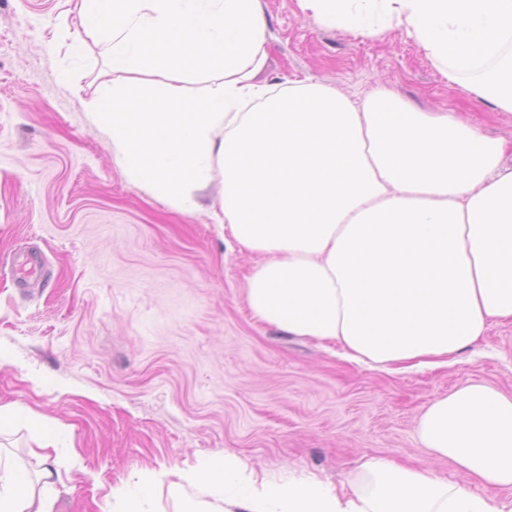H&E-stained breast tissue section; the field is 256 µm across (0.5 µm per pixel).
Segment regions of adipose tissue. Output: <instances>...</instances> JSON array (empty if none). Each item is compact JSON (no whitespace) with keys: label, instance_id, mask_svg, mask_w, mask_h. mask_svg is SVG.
<instances>
[{"label":"adipose tissue","instance_id":"1","mask_svg":"<svg viewBox=\"0 0 512 512\" xmlns=\"http://www.w3.org/2000/svg\"><path fill=\"white\" fill-rule=\"evenodd\" d=\"M79 21L113 74L88 104L127 180L192 213L214 180L217 223L260 255L246 282L259 321L381 366L438 364L489 321L512 320V168L502 145L389 93L354 104L301 81L259 79V0H81ZM207 77L216 88L191 91ZM420 444L476 490L365 463L344 492L275 482L231 455L113 489L148 512L169 483L180 512H512V397L477 381L434 400ZM203 486L198 497L188 488ZM54 472L0 455V512H53Z\"/></svg>","mask_w":512,"mask_h":512}]
</instances>
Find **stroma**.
<instances>
[{
	"label": "stroma",
	"mask_w": 512,
	"mask_h": 512,
	"mask_svg": "<svg viewBox=\"0 0 512 512\" xmlns=\"http://www.w3.org/2000/svg\"><path fill=\"white\" fill-rule=\"evenodd\" d=\"M77 5L0 0V406L37 421L1 432L0 449L31 465L49 454L54 512H115L113 487L227 451L274 481L339 488L382 457L470 485L420 445L418 422L470 380L512 395V321L454 361L407 369L254 318L245 283L258 257L210 219L218 187L201 210L171 208L124 178L91 122L112 73ZM260 7L271 87L320 82L356 103L382 89L479 128L512 166V116L465 76L449 80L405 26L377 38L318 25L298 0ZM77 40L86 57L67 55ZM28 249L46 274L23 291L4 264Z\"/></svg>",
	"instance_id": "35a3bbf8"
}]
</instances>
